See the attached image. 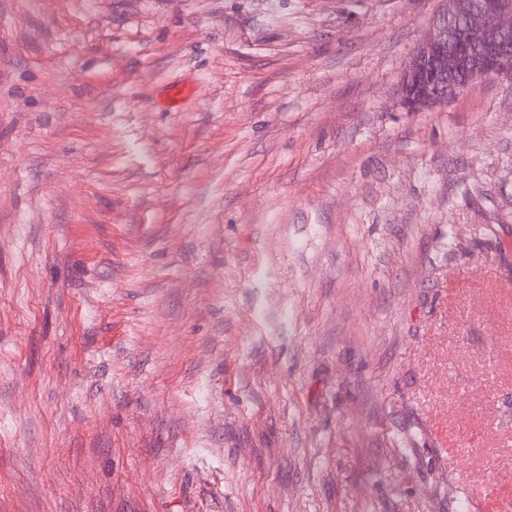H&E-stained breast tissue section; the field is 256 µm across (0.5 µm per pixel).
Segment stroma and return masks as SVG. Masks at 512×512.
Instances as JSON below:
<instances>
[{
  "label": "stroma",
  "instance_id": "obj_1",
  "mask_svg": "<svg viewBox=\"0 0 512 512\" xmlns=\"http://www.w3.org/2000/svg\"><path fill=\"white\" fill-rule=\"evenodd\" d=\"M445 8L0 0V512H512V75L408 110ZM402 93L404 104L411 101L418 104H426L428 99L427 83L421 67L412 66L402 77Z\"/></svg>",
  "mask_w": 512,
  "mask_h": 512
}]
</instances>
